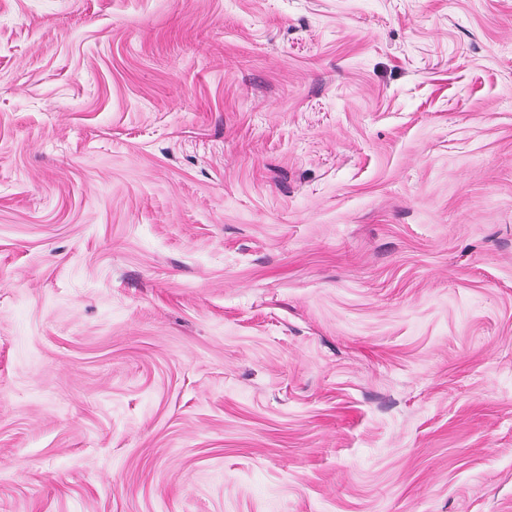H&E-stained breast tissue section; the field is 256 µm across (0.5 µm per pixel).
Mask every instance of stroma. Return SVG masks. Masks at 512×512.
<instances>
[{"label": "stroma", "instance_id": "obj_1", "mask_svg": "<svg viewBox=\"0 0 512 512\" xmlns=\"http://www.w3.org/2000/svg\"><path fill=\"white\" fill-rule=\"evenodd\" d=\"M0 512H512V0H0Z\"/></svg>", "mask_w": 512, "mask_h": 512}]
</instances>
